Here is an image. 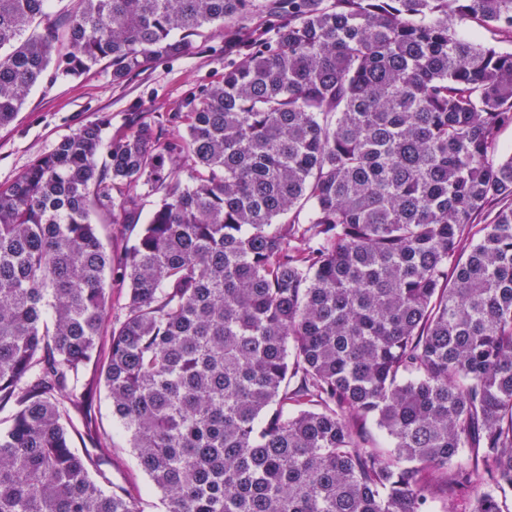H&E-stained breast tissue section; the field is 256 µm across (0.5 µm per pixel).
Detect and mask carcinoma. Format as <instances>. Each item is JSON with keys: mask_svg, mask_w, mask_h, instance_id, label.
Listing matches in <instances>:
<instances>
[{"mask_svg": "<svg viewBox=\"0 0 512 512\" xmlns=\"http://www.w3.org/2000/svg\"><path fill=\"white\" fill-rule=\"evenodd\" d=\"M0 0V125L47 74L119 81L206 29L239 60L166 117L83 126L0 187V512H139L72 447L99 367L165 512H505L512 0ZM189 166L190 181L180 176ZM120 253L99 234L130 224ZM500 207L483 224L487 206ZM111 273L126 288L112 318ZM73 0H52L47 14L35 24L36 30L41 32L44 27L56 25L60 31L63 30L67 13L73 7ZM159 202L158 195H148L144 190H138L137 196V209L135 213V223L136 225H129L127 228V237L129 238V243L132 242L135 234L141 228L142 224H146L150 214L156 207Z\"/></svg>", "mask_w": 512, "mask_h": 512, "instance_id": "1", "label": "carcinoma"}]
</instances>
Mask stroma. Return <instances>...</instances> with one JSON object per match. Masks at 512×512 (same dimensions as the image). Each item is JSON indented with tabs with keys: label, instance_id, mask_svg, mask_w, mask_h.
<instances>
[{
	"label": "stroma",
	"instance_id": "35a3bbf8",
	"mask_svg": "<svg viewBox=\"0 0 512 512\" xmlns=\"http://www.w3.org/2000/svg\"><path fill=\"white\" fill-rule=\"evenodd\" d=\"M224 73V39L209 32L194 38L181 56L155 60L124 80L112 78L111 60L81 76L49 78L34 86L14 119L0 126V186L9 185L36 158L91 123L105 135L127 131L137 121L164 123L168 112L189 93L220 81ZM93 394L88 418H75L76 448L90 445L94 432L109 437L112 462L108 476L116 487L139 489L140 512H164L162 494L142 471L126 434L112 418L111 404L95 370H87Z\"/></svg>",
	"mask_w": 512,
	"mask_h": 512
}]
</instances>
